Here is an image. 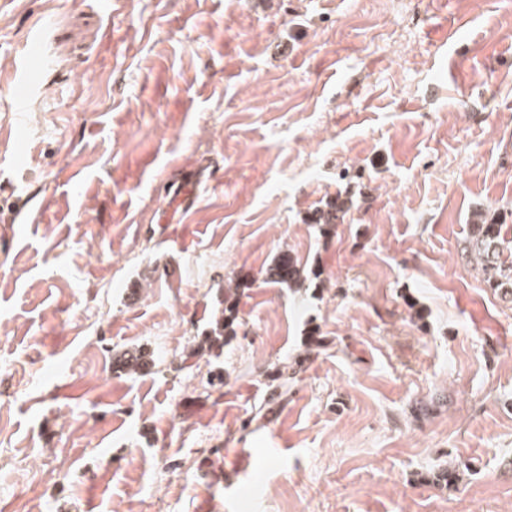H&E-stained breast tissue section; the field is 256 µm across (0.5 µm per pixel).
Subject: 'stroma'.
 Returning a JSON list of instances; mask_svg holds the SVG:
<instances>
[{
    "mask_svg": "<svg viewBox=\"0 0 512 512\" xmlns=\"http://www.w3.org/2000/svg\"><path fill=\"white\" fill-rule=\"evenodd\" d=\"M478 213L512 226V0H0V512H512ZM37 54L38 42L33 38L16 63L18 78L12 88L11 99L20 117L27 111V104L37 88V84L32 79V73L37 67ZM350 207L348 199L336 197V200L329 201L324 208L315 213L312 218L313 224H337L344 218ZM266 278L288 288H301L306 280L298 260L288 252H282L272 261L266 270ZM239 289V286L235 285V288H227L224 291V308L221 310V315L216 318L214 326L210 330V335L207 336L210 356L219 357L227 338L237 335L239 327L237 310Z\"/></svg>",
    "mask_w": 512,
    "mask_h": 512,
    "instance_id": "1",
    "label": "stroma"
}]
</instances>
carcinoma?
<instances>
[{
    "instance_id": "cac0c4a2",
    "label": "carcinoma",
    "mask_w": 512,
    "mask_h": 512,
    "mask_svg": "<svg viewBox=\"0 0 512 512\" xmlns=\"http://www.w3.org/2000/svg\"><path fill=\"white\" fill-rule=\"evenodd\" d=\"M349 209L348 200L338 197L316 212L312 221L315 224H336ZM505 229L506 224L496 218H483L469 225L463 251L473 269L482 274L485 286L512 302V254L504 255ZM266 278L290 288H300L305 283L302 267L288 252L279 254L272 261L266 270ZM238 296L239 288L225 289L224 308L207 336L208 353L215 357L222 354L227 338L237 335Z\"/></svg>"
}]
</instances>
